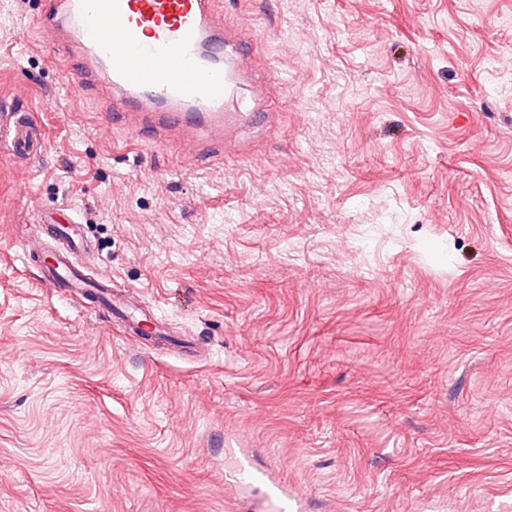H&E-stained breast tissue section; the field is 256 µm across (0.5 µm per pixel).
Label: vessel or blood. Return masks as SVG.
I'll return each instance as SVG.
<instances>
[{
  "instance_id": "1",
  "label": "vessel or blood",
  "mask_w": 512,
  "mask_h": 512,
  "mask_svg": "<svg viewBox=\"0 0 512 512\" xmlns=\"http://www.w3.org/2000/svg\"><path fill=\"white\" fill-rule=\"evenodd\" d=\"M45 5L44 25L55 32L48 47L53 59L73 62L74 92L100 78L112 90L102 129L130 124L155 143L172 130L189 137L204 130L191 163L223 155L229 134L250 120V113L233 105L239 91L260 101L272 85L273 71L244 68L251 34L237 27L233 38H226L219 0H45ZM5 143L13 155L32 161L46 149V132L30 112H1L0 145ZM42 222L50 237L67 242L42 271L45 287L68 289L108 312L129 308L128 326L135 332L152 321L137 294L114 297L111 278H87L75 263V253L89 250L90 241L71 209L46 214ZM239 480L260 488L264 503L279 507L281 487L267 472L249 467Z\"/></svg>"
}]
</instances>
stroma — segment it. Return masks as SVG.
<instances>
[{
  "label": "stroma",
  "instance_id": "stroma-1",
  "mask_svg": "<svg viewBox=\"0 0 512 512\" xmlns=\"http://www.w3.org/2000/svg\"><path fill=\"white\" fill-rule=\"evenodd\" d=\"M265 124L186 165L101 131L43 0H0V512H233L228 454L305 512H512V0H222ZM173 337L49 291L41 212ZM5 142L10 145L13 155L33 161L46 149V132L31 112H1V147Z\"/></svg>",
  "mask_w": 512,
  "mask_h": 512
}]
</instances>
